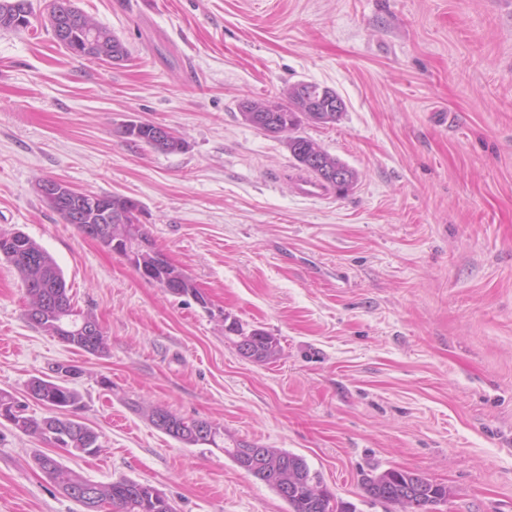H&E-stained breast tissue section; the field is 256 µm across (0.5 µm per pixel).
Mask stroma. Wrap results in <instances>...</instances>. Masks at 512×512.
<instances>
[{"instance_id": "1", "label": "stroma", "mask_w": 512, "mask_h": 512, "mask_svg": "<svg viewBox=\"0 0 512 512\" xmlns=\"http://www.w3.org/2000/svg\"><path fill=\"white\" fill-rule=\"evenodd\" d=\"M78 5L125 62L74 58L37 21L0 29V230L52 255L107 337L94 356L29 322L0 260V390L82 370L71 385L102 448L63 464L151 485L176 512H288L221 449L153 427L162 406L303 456L356 512H402L360 486L390 468L447 486L437 512H512V0ZM301 81L345 103L299 133L357 170L347 195L299 196L284 144L240 114ZM135 121L183 149L133 142ZM41 178L137 201L204 303L64 223ZM225 313L275 336L278 359L241 357ZM48 449L0 419V512H85L33 464ZM137 125H151L155 127L159 136H164L168 129L165 126L155 124L152 122H139ZM135 123L128 124L125 128V134L131 137L134 141L141 143L147 147L161 152H177L183 149V140L176 136L172 131H169L162 143H158L155 138V130L153 127H139L137 132L135 131Z\"/></svg>"}]
</instances>
